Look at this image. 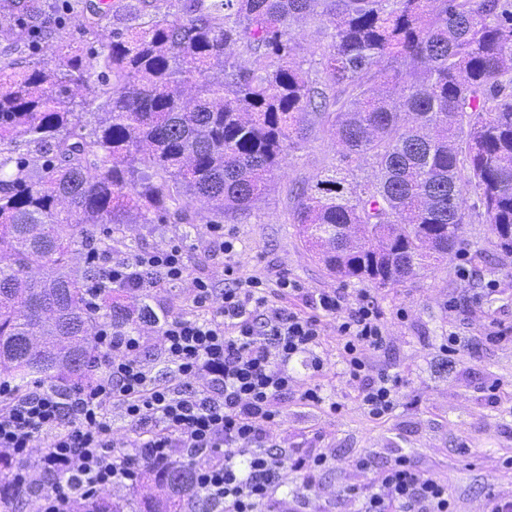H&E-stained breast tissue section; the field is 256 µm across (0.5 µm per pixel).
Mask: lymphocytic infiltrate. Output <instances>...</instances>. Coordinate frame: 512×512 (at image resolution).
I'll use <instances>...</instances> for the list:
<instances>
[{"label":"lymphocytic infiltrate","mask_w":512,"mask_h":512,"mask_svg":"<svg viewBox=\"0 0 512 512\" xmlns=\"http://www.w3.org/2000/svg\"><path fill=\"white\" fill-rule=\"evenodd\" d=\"M209 230L224 255L229 286L222 290L191 274L178 244L131 258L94 248L85 253L103 271L102 281L87 286L92 309L104 284L141 294L184 284L194 314L160 324V356L181 387L161 380L143 359L140 334L109 322L95 329L86 380L38 384L23 395L0 381V449L17 462L20 488L35 492L37 512H68L74 497L136 482L144 464L164 465L177 456L195 462L199 489L222 512H276L285 471L309 483L335 458L328 448H281L271 437L291 393L307 405L323 404L319 379L325 363L314 350L329 328L339 339L350 380L360 386L361 406L375 420L393 412L398 378L385 370L370 374L366 356L386 344L383 314L373 299L354 302L341 290L306 293L284 272L272 279L241 274L223 225ZM299 295L305 298L301 309L291 304ZM299 356L306 357L310 372L301 390L288 372ZM199 377L204 384L198 388L192 381ZM116 409L136 439L115 436ZM41 439L47 451L36 476L32 450ZM354 465L371 477L362 512H454L447 483L407 457L381 467L361 456Z\"/></svg>","instance_id":"lymphocytic-infiltrate-1"}]
</instances>
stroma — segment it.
Masks as SVG:
<instances>
[{
    "instance_id": "35a3bbf8",
    "label": "stroma",
    "mask_w": 512,
    "mask_h": 512,
    "mask_svg": "<svg viewBox=\"0 0 512 512\" xmlns=\"http://www.w3.org/2000/svg\"><path fill=\"white\" fill-rule=\"evenodd\" d=\"M76 4L55 0L49 27L86 50L91 43ZM293 34L304 70L322 75L327 39L307 18L294 24ZM303 134L252 210L225 217V230L236 238V265L245 275L288 273L311 291L344 286L374 298L383 312L387 344L369 353V363L372 370L398 374L401 383L392 414L369 418L359 405L357 383L345 372L336 336L327 332L316 349L327 361L320 380L325 406L306 405L291 394L272 433L284 448L321 435L336 460L310 489L289 474L287 489L278 495L301 500L304 512H360L362 499L349 489L366 478L354 468V459L372 455L385 462L405 455L447 483L458 512H482L488 490L512 496V468L506 465L512 458V335L492 341L484 335L492 322L512 326V253L500 249L471 192L465 197L468 217L458 252L393 288L341 282L311 257L297 232L299 193L338 157L330 127L321 118L307 116ZM184 230L172 218L126 224L124 242L114 250L123 253L128 244L139 252L182 244L190 268L223 288L224 256L213 246L207 226L199 225L189 236ZM491 281L496 284L492 293L486 290ZM332 402L340 404V412L329 411Z\"/></svg>"
}]
</instances>
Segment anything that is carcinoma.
<instances>
[{"label": "carcinoma", "instance_id": "obj_1", "mask_svg": "<svg viewBox=\"0 0 512 512\" xmlns=\"http://www.w3.org/2000/svg\"><path fill=\"white\" fill-rule=\"evenodd\" d=\"M145 7L83 3L98 49L50 35L44 58L23 66L14 55L44 31L52 4L0 0L13 35L0 54V377L17 390L35 375L80 378L101 319L133 330V309L165 318L144 294L113 305L110 285L98 312L87 309L85 281L102 272L79 276L70 261L93 227L173 216L189 236L194 199L212 203L209 224L249 211L309 113L331 123L339 146V164L302 189L296 211L327 270L377 288L404 283L456 249L470 190L512 252V0H187L181 18L144 21ZM310 14L328 22L323 74L334 97L296 59L290 29ZM75 85L101 87L105 123L85 120ZM18 143L38 156L7 174L2 147ZM360 158L377 175L353 184L348 167ZM342 225L361 232V249L342 247ZM35 265L45 276L31 275ZM143 477L156 492L129 512H206L193 463L147 465ZM71 512L124 506L79 498Z\"/></svg>", "mask_w": 512, "mask_h": 512}]
</instances>
